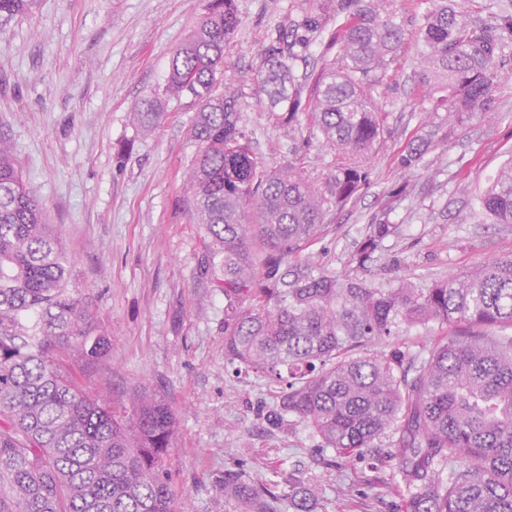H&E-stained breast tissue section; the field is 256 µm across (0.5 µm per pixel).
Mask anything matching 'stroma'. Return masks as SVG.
Here are the masks:
<instances>
[{"label": "stroma", "mask_w": 512, "mask_h": 512, "mask_svg": "<svg viewBox=\"0 0 512 512\" xmlns=\"http://www.w3.org/2000/svg\"><path fill=\"white\" fill-rule=\"evenodd\" d=\"M314 4L236 0L241 26L218 86L238 97L242 131L274 166L303 157L320 183L333 151L309 138L306 114L290 124L270 119L256 75L286 20ZM373 4L396 13L404 39L366 80L387 114L384 132L366 185L324 221L320 262L344 273L369 225L384 221L399 233L372 264L378 286L404 275L426 286L512 256V224L494 223L480 206L491 178L512 161V36L485 110L453 122L447 111H427L413 81L423 68L425 0ZM207 7L208 0H37L0 27V133L45 223L62 232L72 289L90 323L112 341L111 355L81 381L107 399L142 389L164 395L177 417L168 467L187 512H237L224 497V472L236 467L277 495L276 512H294L292 487L313 512H333L334 500L360 501L369 479L396 478L393 438L380 441L382 462L372 470L363 460H333L304 424L270 421L280 388L225 358L224 291L202 273L209 239L183 204L198 152L190 134L198 103L167 101L146 135L132 122ZM418 144L421 159L402 169L400 156Z\"/></svg>", "instance_id": "stroma-1"}]
</instances>
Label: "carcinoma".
<instances>
[{"label": "carcinoma", "mask_w": 512, "mask_h": 512, "mask_svg": "<svg viewBox=\"0 0 512 512\" xmlns=\"http://www.w3.org/2000/svg\"><path fill=\"white\" fill-rule=\"evenodd\" d=\"M35 2L0 0V25ZM426 2L419 83L443 93L450 116L485 110L512 0L494 24L458 0ZM319 7L343 17L332 34L341 65L325 63L311 85L298 78L300 50L325 31L307 16L265 49L257 77L269 117L309 111L310 127L335 151L322 187L296 161L271 166L240 129L238 99L216 90L240 25L235 0H209L163 86L135 112L147 130L166 101H198L184 204L212 241L204 271L222 275L224 356L280 383L279 420L296 418L336 457L374 461L381 438L395 435L403 512H512V257L424 287L409 278L375 287L370 263L399 225H370L342 275L310 253L329 212L367 182L383 113L363 77L402 39L399 24L364 0ZM480 203L494 223L512 224V162ZM70 280L61 234L42 222L0 138V512H185L167 466L176 415L165 398L110 403L64 371L72 359L89 367L111 351ZM429 324L445 331L422 352L383 348L402 326ZM224 496L241 512H274L277 499L231 470Z\"/></svg>", "instance_id": "1"}]
</instances>
